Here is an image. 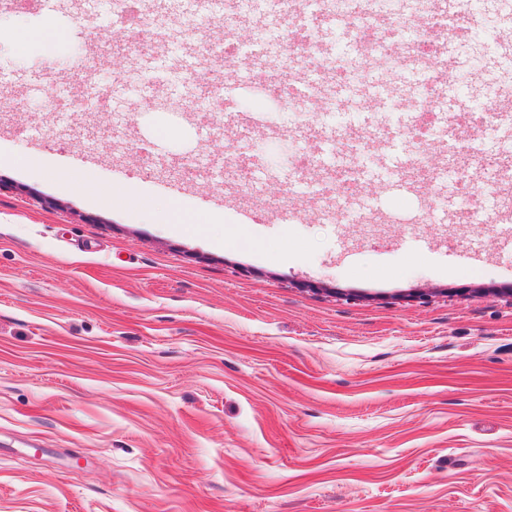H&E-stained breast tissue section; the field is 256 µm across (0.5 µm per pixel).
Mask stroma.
Wrapping results in <instances>:
<instances>
[{
    "label": "stroma",
    "mask_w": 512,
    "mask_h": 512,
    "mask_svg": "<svg viewBox=\"0 0 512 512\" xmlns=\"http://www.w3.org/2000/svg\"><path fill=\"white\" fill-rule=\"evenodd\" d=\"M50 5L55 36L23 54L13 32L45 16L0 6V512H512V222L458 220L468 181L499 207L489 170L434 178L422 212L398 200L392 171L452 142L443 121L409 136L420 82L352 48L364 77L326 85L330 115L240 85L201 117L207 17L150 0L161 39L115 76L87 61L116 9ZM242 22L277 36L232 71L298 73L274 0ZM447 55L468 76L448 111L512 102V54L484 23ZM61 83L94 90L93 131L46 107ZM461 139L512 153V126ZM260 140L319 164L270 162ZM34 151L55 175L18 167ZM357 156L358 188L333 193ZM88 164L159 211L74 185Z\"/></svg>",
    "instance_id": "obj_1"
}]
</instances>
